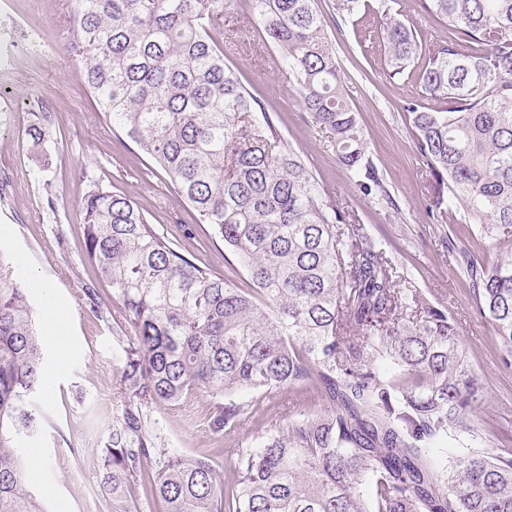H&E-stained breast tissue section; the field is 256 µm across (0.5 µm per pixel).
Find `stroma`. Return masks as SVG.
I'll return each instance as SVG.
<instances>
[{
    "mask_svg": "<svg viewBox=\"0 0 512 512\" xmlns=\"http://www.w3.org/2000/svg\"><path fill=\"white\" fill-rule=\"evenodd\" d=\"M336 3L319 0L318 6L367 152L399 209L361 196L328 140L308 123L293 78L255 21L251 0H224V60L240 72L281 136L348 209L352 222L382 240L399 264L402 287L447 309L483 388L477 437H460L453 446L460 455L470 448L502 453L512 448V367L503 365L494 329L477 315L461 259L448 252L445 241L453 239L489 263L498 260L503 247L483 237L477 225L450 228L429 220L427 207L438 189L425 176L404 109L423 98L419 65L392 75L379 15H349ZM67 5V0H0V182L8 184L0 201V250L31 286L45 344L44 387L33 399L39 431L18 441L37 462L33 489L45 512H112V498L101 488V450L123 401L121 374L129 344L124 327L109 314L94 312L85 294L92 288L106 299L112 291L96 280L85 259L80 210L88 183L81 169L130 196L150 223L215 273H227L236 258L177 198L166 173L106 123L66 51ZM390 8L392 16L414 27L423 47L447 41L446 24L422 15L418 0H392ZM44 115L49 135L35 151L27 130ZM42 282L51 285L53 302L63 312L60 323L45 315ZM60 338L67 347L63 356L56 345ZM250 398V414L230 433L212 432L210 404L202 397L154 410L152 418L168 447L192 455L219 451L229 466L257 428L285 427L319 406L313 392L301 397L254 392Z\"/></svg>",
    "mask_w": 512,
    "mask_h": 512,
    "instance_id": "35a3bbf8",
    "label": "stroma"
}]
</instances>
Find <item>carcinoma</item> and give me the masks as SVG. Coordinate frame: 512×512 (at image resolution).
Listing matches in <instances>:
<instances>
[{
    "mask_svg": "<svg viewBox=\"0 0 512 512\" xmlns=\"http://www.w3.org/2000/svg\"><path fill=\"white\" fill-rule=\"evenodd\" d=\"M312 126L328 134L359 193L397 201L368 155L317 0H252ZM448 26L427 53L381 6L392 73L424 55L438 106L404 107L440 196L456 216L512 241V0H420ZM224 0H70L67 52L105 120L163 169L224 241L215 276L128 196L89 180L85 250L129 334L124 404L112 417L102 490L128 512L141 487L161 512H512V449L425 448L475 437L482 387L448 312L419 305L384 243L351 224L224 61ZM447 193L443 199L441 193ZM475 306L512 366V249L492 264L467 249ZM44 342L29 286L0 250V512H42L16 447L39 428L33 395ZM314 389L322 408L252 436L233 465L165 445L150 410L198 395L231 432L245 392Z\"/></svg>",
    "mask_w": 512,
    "mask_h": 512,
    "instance_id": "carcinoma-1",
    "label": "carcinoma"
}]
</instances>
